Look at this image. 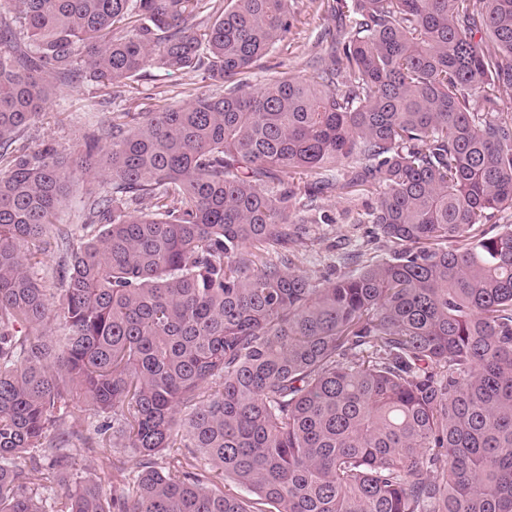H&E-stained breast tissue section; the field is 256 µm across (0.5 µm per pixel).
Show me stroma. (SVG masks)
Instances as JSON below:
<instances>
[{
  "label": "stroma",
  "instance_id": "1",
  "mask_svg": "<svg viewBox=\"0 0 512 512\" xmlns=\"http://www.w3.org/2000/svg\"><path fill=\"white\" fill-rule=\"evenodd\" d=\"M291 10V35L255 64L253 84L265 83L280 71L297 77L309 76L327 53L328 33L337 27L335 18L320 10L318 0H291ZM212 89L202 72L171 73L152 66L143 69L137 80L117 96L84 81L59 85L53 90L46 112L27 130L25 141L30 149L51 144L61 155L73 157L85 135L120 121L123 113L179 105L198 92ZM109 189L108 178H76L70 194L58 207V223L80 224L86 201L107 194ZM374 202V192L366 187L349 195L336 188L315 193L311 211L315 222L307 227L298 261L299 270L313 283H321L331 271H345L341 257L346 251L356 249L377 259L388 256L387 244L382 238L373 237L371 225L355 221L358 212Z\"/></svg>",
  "mask_w": 512,
  "mask_h": 512
}]
</instances>
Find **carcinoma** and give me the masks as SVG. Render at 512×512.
<instances>
[{
	"mask_svg": "<svg viewBox=\"0 0 512 512\" xmlns=\"http://www.w3.org/2000/svg\"><path fill=\"white\" fill-rule=\"evenodd\" d=\"M3 6L0 512H512V227L487 228L512 210V0H353L313 76L260 87L288 0L203 30L205 0ZM147 66L224 93L126 113L74 160L20 143L55 84ZM75 169L112 180L77 247L54 224ZM329 172L375 187L358 223L392 252L316 285L299 192L269 182ZM50 245L62 288L34 271ZM82 407L112 415L131 489L73 473Z\"/></svg>",
	"mask_w": 512,
	"mask_h": 512,
	"instance_id": "cac0c4a2",
	"label": "carcinoma"
}]
</instances>
